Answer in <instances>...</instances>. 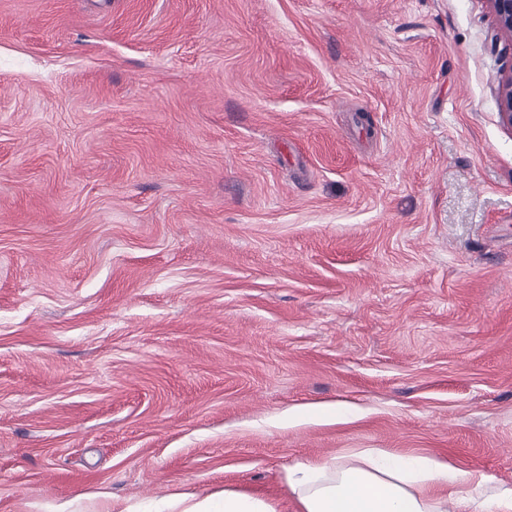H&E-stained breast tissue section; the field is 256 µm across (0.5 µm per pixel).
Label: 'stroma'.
Wrapping results in <instances>:
<instances>
[{
	"mask_svg": "<svg viewBox=\"0 0 512 512\" xmlns=\"http://www.w3.org/2000/svg\"><path fill=\"white\" fill-rule=\"evenodd\" d=\"M511 73L489 0H0V512L512 485ZM448 460L353 448L288 467L296 512H511L512 486Z\"/></svg>",
	"mask_w": 512,
	"mask_h": 512,
	"instance_id": "obj_1",
	"label": "stroma"
}]
</instances>
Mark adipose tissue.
<instances>
[{"mask_svg": "<svg viewBox=\"0 0 512 512\" xmlns=\"http://www.w3.org/2000/svg\"><path fill=\"white\" fill-rule=\"evenodd\" d=\"M297 512H512V486L419 454L354 448L286 473ZM183 512H277L262 497L232 490Z\"/></svg>", "mask_w": 512, "mask_h": 512, "instance_id": "adipose-tissue-1", "label": "adipose tissue"}]
</instances>
